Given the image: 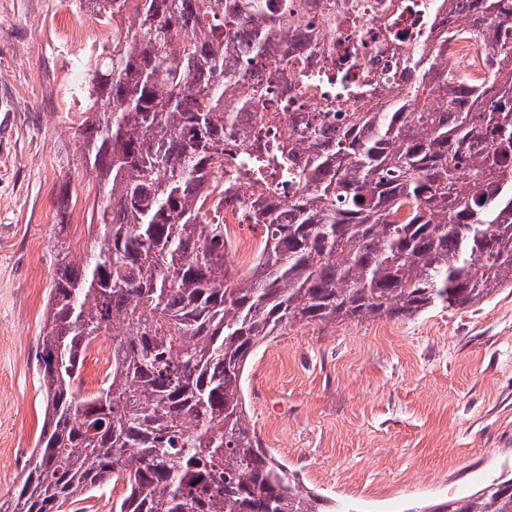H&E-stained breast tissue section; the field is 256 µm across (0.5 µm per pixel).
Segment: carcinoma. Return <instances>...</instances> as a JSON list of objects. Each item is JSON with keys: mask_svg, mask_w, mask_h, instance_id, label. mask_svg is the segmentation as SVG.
I'll list each match as a JSON object with an SVG mask.
<instances>
[{"mask_svg": "<svg viewBox=\"0 0 512 512\" xmlns=\"http://www.w3.org/2000/svg\"><path fill=\"white\" fill-rule=\"evenodd\" d=\"M309 0H96L125 17L85 65L74 136L94 173L100 239L89 263L60 243L40 336L45 421L0 512H63L122 483L116 512H324L336 505L269 455L246 421L254 349L294 323L410 318L512 288V22L503 0H426L398 77L347 61L295 68L326 111L299 136L258 111L301 43ZM359 0L322 17V50ZM486 40L485 78L441 68L448 35ZM268 61L263 79L248 63ZM348 102L336 135L326 117ZM252 138L254 151L231 138ZM248 185L259 230L242 272L206 199ZM100 336L112 368L81 367ZM133 452L126 453L127 449ZM432 512H512V476Z\"/></svg>", "mask_w": 512, "mask_h": 512, "instance_id": "cac0c4a2", "label": "carcinoma"}]
</instances>
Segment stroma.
<instances>
[{"mask_svg": "<svg viewBox=\"0 0 512 512\" xmlns=\"http://www.w3.org/2000/svg\"><path fill=\"white\" fill-rule=\"evenodd\" d=\"M69 0H0V496L43 424L39 336L60 240L84 264L75 206L96 179L60 99L76 58ZM264 447L345 512H428L512 472V288L404 320L295 324L244 375Z\"/></svg>", "mask_w": 512, "mask_h": 512, "instance_id": "stroma-1", "label": "stroma"}]
</instances>
